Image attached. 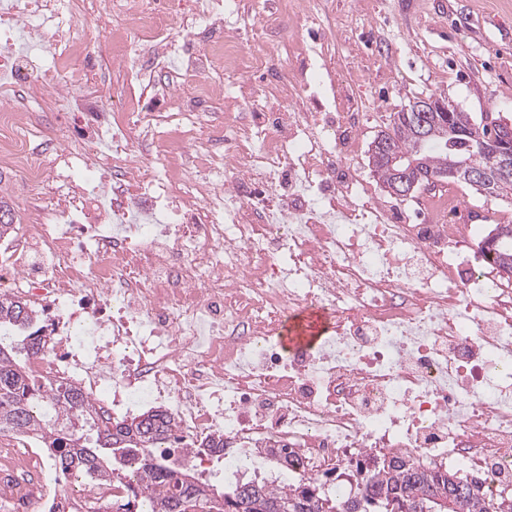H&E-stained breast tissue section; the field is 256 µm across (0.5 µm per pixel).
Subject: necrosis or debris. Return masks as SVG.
Returning a JSON list of instances; mask_svg holds the SVG:
<instances>
[{"label": "necrosis or debris", "instance_id": "obj_1", "mask_svg": "<svg viewBox=\"0 0 512 512\" xmlns=\"http://www.w3.org/2000/svg\"><path fill=\"white\" fill-rule=\"evenodd\" d=\"M267 67L224 0H0V168L28 187L0 295L45 326L29 373L80 387L99 424L166 410L205 480L220 435L228 480L238 451L285 445L309 481L381 452L512 485V284L470 259L484 225L453 196L420 221L367 198L349 114L297 108L285 73L276 111L225 98V70ZM309 308L322 344L285 349ZM9 439L0 501L50 512L56 472ZM305 318H313L315 320L314 330L309 332L302 326ZM326 331L325 318L321 312L310 310L303 315L295 316L289 321V325L285 324L282 331V342L286 348L296 345H316L321 340ZM289 335V336H288Z\"/></svg>", "mask_w": 512, "mask_h": 512}]
</instances>
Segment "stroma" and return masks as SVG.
I'll return each instance as SVG.
<instances>
[{
	"label": "stroma",
	"instance_id": "1",
	"mask_svg": "<svg viewBox=\"0 0 512 512\" xmlns=\"http://www.w3.org/2000/svg\"><path fill=\"white\" fill-rule=\"evenodd\" d=\"M257 19L300 104L357 113L363 145L430 95L477 120H512V0H234L224 30ZM295 41L304 52L293 61Z\"/></svg>",
	"mask_w": 512,
	"mask_h": 512
}]
</instances>
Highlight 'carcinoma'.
<instances>
[{
	"label": "carcinoma",
	"instance_id": "1",
	"mask_svg": "<svg viewBox=\"0 0 512 512\" xmlns=\"http://www.w3.org/2000/svg\"><path fill=\"white\" fill-rule=\"evenodd\" d=\"M448 124L458 132L454 139L433 136L420 144L412 113L391 115L384 135L389 152L369 148V164L387 193H392L391 160L407 165L420 161L415 188L428 185L429 177L448 179L468 186L485 199L512 197V179L492 186L467 181L448 170V156L457 154L475 169H493L497 161L488 150L469 149L467 142L479 137L493 140V130L473 120L467 112L448 113ZM481 253L494 256L496 270L512 279V224H496L480 241ZM35 309L21 300H0V433L40 434L41 446L51 463L64 462L61 475L76 471L115 482L123 495L112 499L114 512H512V488L492 498L483 482L458 472L426 466L409 457L376 454L342 471L352 484L346 494L323 485L306 487L301 477L278 489L267 477L254 474L223 488H203L183 467L170 464L169 450L159 445L171 437L170 418L160 408L149 409L131 419L114 420L100 429L95 443L85 436L91 398L70 385L34 380L25 370L23 355H36L45 342L34 333L21 336L18 329L31 325ZM265 461L281 472L294 468V454L286 448H265Z\"/></svg>",
	"mask_w": 512,
	"mask_h": 512
}]
</instances>
